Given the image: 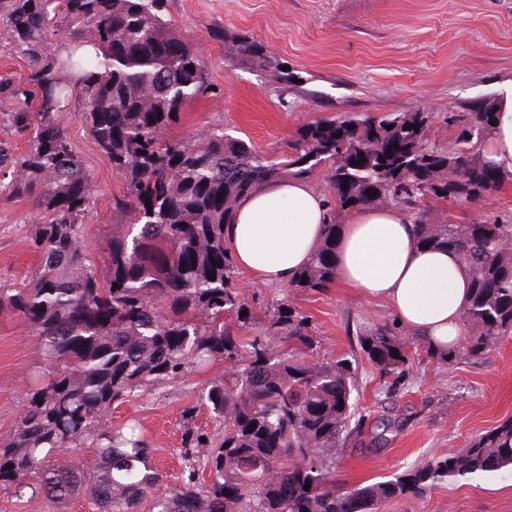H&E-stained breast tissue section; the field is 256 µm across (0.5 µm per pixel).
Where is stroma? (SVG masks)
Returning a JSON list of instances; mask_svg holds the SVG:
<instances>
[{
  "instance_id": "stroma-1",
  "label": "stroma",
  "mask_w": 512,
  "mask_h": 512,
  "mask_svg": "<svg viewBox=\"0 0 512 512\" xmlns=\"http://www.w3.org/2000/svg\"><path fill=\"white\" fill-rule=\"evenodd\" d=\"M172 22L203 59L213 89L189 101L172 136L200 137L215 126L272 152L296 128L346 112H429L433 137L452 142L444 119L451 112L495 106L512 79V0H168ZM260 42L305 81L280 98L274 78L224 54L227 35ZM65 115L75 151L94 183L85 215L83 244L99 272H106V244L126 217L116 204L122 183L78 117ZM431 210L467 224L512 214V179L477 201L435 202ZM38 215L28 200L0 192V285L29 282L39 261L30 247ZM236 286L256 312L290 299L312 319L314 361L357 356V406L361 438L391 418L384 445L348 446L336 456V474L348 484H368L404 474L426 460L466 447L479 434L512 419V336L485 358L440 362L409 331L400 339L409 378L386 391L377 371L360 355L358 330L394 322L384 306L331 287L296 297L287 287L265 285L238 273ZM42 365L39 346L17 316L0 314V439L12 436L22 416L31 375ZM224 371L223 362L190 366L159 390L113 409V425L136 420L152 443L168 493L181 471L183 412L195 407L194 425L221 438L223 428L198 390ZM0 512H87L83 498L60 505L44 495L0 489ZM387 512H512V471L460 478L429 486L422 495L395 499Z\"/></svg>"
}]
</instances>
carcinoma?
<instances>
[{
  "label": "carcinoma",
  "mask_w": 512,
  "mask_h": 512,
  "mask_svg": "<svg viewBox=\"0 0 512 512\" xmlns=\"http://www.w3.org/2000/svg\"><path fill=\"white\" fill-rule=\"evenodd\" d=\"M0 20L23 56L19 77L0 74V188L42 214L31 246L32 285L0 288V314L38 337L49 369L34 380L11 439L0 442V487L32 488L66 503L84 495L91 512H141L165 479L136 426L104 422L114 405L181 376L189 366L227 364L198 401L224 425L216 442L184 414L183 469L153 512H386L438 481L512 468V420L457 452L404 475L348 487L336 450L351 427L356 361L312 362L310 316L288 302L265 311L270 339L246 337L256 312L235 286L224 226L260 185L319 173L331 188L330 222L288 284L295 295L336 283V228L349 213L398 206L415 219L417 244L456 253L470 275L464 343L431 357L480 359L512 336V220L455 224L428 202L480 196L506 174L480 152L496 112L478 107L448 125L454 146L428 138L427 112H346L299 126L278 152L213 127L199 140L168 138L184 104L210 88L208 72L177 32L167 0H0ZM232 59L274 73L282 94L295 71L247 36L225 38ZM98 149L122 181L126 223L107 243L98 275L82 241L94 190L64 120L72 97ZM246 316H241V313ZM361 351L386 381L401 384L408 356L396 329L359 333ZM71 448H92L76 464ZM310 488H305L306 484Z\"/></svg>",
  "instance_id": "obj_1"
}]
</instances>
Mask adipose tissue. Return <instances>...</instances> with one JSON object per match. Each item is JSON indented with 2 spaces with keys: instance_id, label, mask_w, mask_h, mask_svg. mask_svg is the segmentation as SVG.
I'll use <instances>...</instances> for the list:
<instances>
[{
  "instance_id": "obj_1",
  "label": "adipose tissue",
  "mask_w": 512,
  "mask_h": 512,
  "mask_svg": "<svg viewBox=\"0 0 512 512\" xmlns=\"http://www.w3.org/2000/svg\"><path fill=\"white\" fill-rule=\"evenodd\" d=\"M496 111L485 152L499 170L512 172V82L504 85ZM328 222L323 196L306 181L286 179L238 202L224 242L239 269L281 286L309 261ZM335 260L337 284L388 306L423 345L444 353L463 343L469 272L455 253L417 246L414 220L405 209L353 212L336 231Z\"/></svg>"
}]
</instances>
